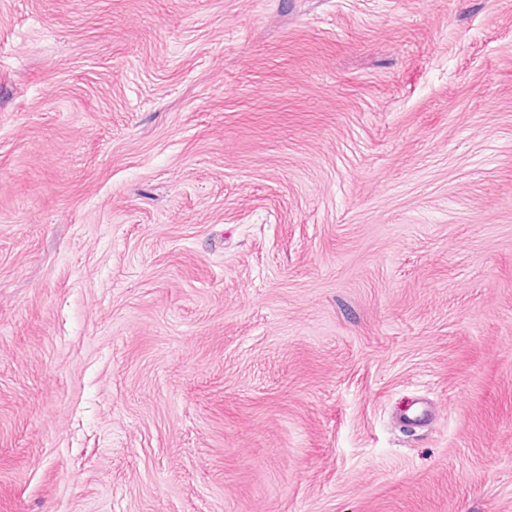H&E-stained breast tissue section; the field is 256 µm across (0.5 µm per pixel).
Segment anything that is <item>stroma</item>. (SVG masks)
<instances>
[{
	"mask_svg": "<svg viewBox=\"0 0 512 512\" xmlns=\"http://www.w3.org/2000/svg\"><path fill=\"white\" fill-rule=\"evenodd\" d=\"M0 512H512V0H0ZM434 415L433 410L424 401H416L411 404L400 417L403 427L415 429L424 425Z\"/></svg>",
	"mask_w": 512,
	"mask_h": 512,
	"instance_id": "stroma-1",
	"label": "stroma"
}]
</instances>
